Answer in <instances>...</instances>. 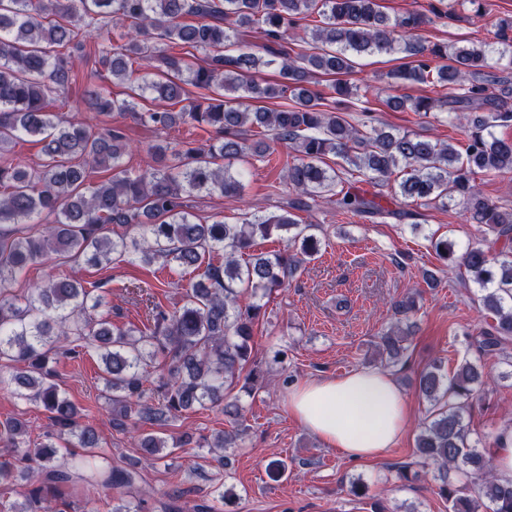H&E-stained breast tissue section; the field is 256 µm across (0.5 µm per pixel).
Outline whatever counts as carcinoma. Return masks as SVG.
<instances>
[{"label":"carcinoma","mask_w":512,"mask_h":512,"mask_svg":"<svg viewBox=\"0 0 512 512\" xmlns=\"http://www.w3.org/2000/svg\"><path fill=\"white\" fill-rule=\"evenodd\" d=\"M107 18L122 32L104 44ZM313 18L318 23L304 27V36L295 34L300 22ZM423 23L415 12L391 21L376 0H0V361L20 365L7 375L0 372V390L9 388L42 406L72 437L59 450L48 432L32 446L21 420L0 423V489L40 481L22 493L21 502L1 496L0 512H45L46 497L60 499L77 484L113 493L110 501L120 504L110 512H143L147 503L130 501L138 469L98 461L100 435L80 423L75 404L54 382L50 355L77 358L88 347L101 351L112 427L122 432L200 408L238 423V399L226 396L238 385L252 393L259 382L252 337L261 299L284 289L320 251L319 226L300 223L296 212L330 202L373 224L410 216L346 185L360 177L392 182L395 195L419 206L464 205L481 237L461 253L447 238H433L431 245L444 265L464 268L478 286L480 307L496 320L469 337L452 376L437 364L419 375L429 415L415 440V460L396 467L398 478L419 480L417 466L431 463L448 512H512V482L499 479L492 453L476 447L463 424L474 394L488 384L484 358L512 339V207L491 202L474 184L478 174H512V137L491 132L494 124L512 121V84L490 88L484 73L490 45L425 47L412 36ZM250 33L263 39L255 50L243 40ZM172 44L205 58L191 64L167 52ZM75 51L93 53L114 83H135L131 64L143 63L154 75L147 85L152 99L164 103L145 107L136 93L113 98L95 69L85 76L83 98L98 114L128 115L156 130L206 125L214 141L186 149L149 145L154 165L131 174L123 168L130 143L121 128L96 129L53 111L74 82L69 58ZM375 52L411 58L393 73L396 80L448 88L443 100L388 96L382 100L388 109L427 113L448 105L454 112L477 113L464 152L420 133L385 127L362 132L342 116L356 107L370 111L348 77L356 57ZM272 65L278 70L275 83L260 77ZM320 78L328 79L325 92L314 89ZM188 85L197 89L195 96ZM272 99L286 103L264 105ZM250 128L269 132L272 141L295 153L282 167L281 180L297 197L280 213H247L240 224L193 220L185 197L205 192L240 201L244 185L241 174L232 172L234 164L254 157L264 162L271 155L269 143L249 141ZM22 134L43 142V159L35 167L13 156ZM330 155L343 160L342 169L326 162ZM108 169L111 178L92 181L94 173ZM110 224L133 225L139 233L112 236ZM31 225L40 229L33 232ZM273 235L288 238L284 250L254 251L257 239ZM56 254L91 266L120 259L192 269L204 280L185 286L183 305L172 311L149 302L147 324L116 325L91 315L104 296L74 279L50 277L22 297L13 294L22 274ZM220 255L224 263L217 264ZM408 337L398 323L384 329L377 342L380 361L397 365ZM154 364L162 374L148 388V367ZM238 438L233 428L203 443L222 451L239 447ZM185 443L144 433L137 439L149 460Z\"/></svg>","instance_id":"carcinoma-1"}]
</instances>
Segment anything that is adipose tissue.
Returning <instances> with one entry per match:
<instances>
[{
  "mask_svg": "<svg viewBox=\"0 0 512 512\" xmlns=\"http://www.w3.org/2000/svg\"><path fill=\"white\" fill-rule=\"evenodd\" d=\"M287 407L323 445L353 461L381 456L402 435L409 418L400 388L381 370L303 381L289 390Z\"/></svg>",
  "mask_w": 512,
  "mask_h": 512,
  "instance_id": "ef3b65f1",
  "label": "adipose tissue"
}]
</instances>
